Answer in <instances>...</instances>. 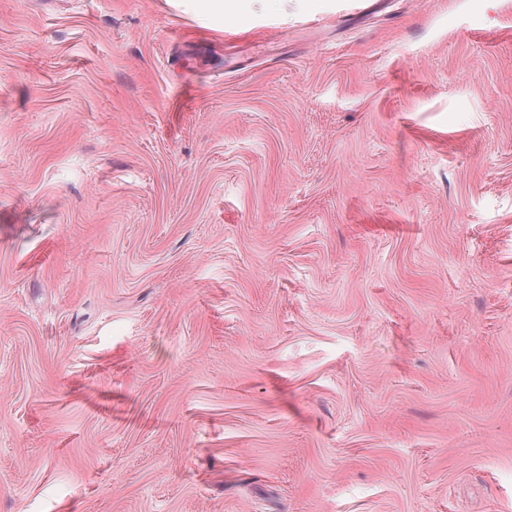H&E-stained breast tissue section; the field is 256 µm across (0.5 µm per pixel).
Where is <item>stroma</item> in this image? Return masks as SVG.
I'll return each mask as SVG.
<instances>
[{
	"label": "stroma",
	"instance_id": "35a3bbf8",
	"mask_svg": "<svg viewBox=\"0 0 512 512\" xmlns=\"http://www.w3.org/2000/svg\"><path fill=\"white\" fill-rule=\"evenodd\" d=\"M0 0V512H512V0Z\"/></svg>",
	"mask_w": 512,
	"mask_h": 512
}]
</instances>
